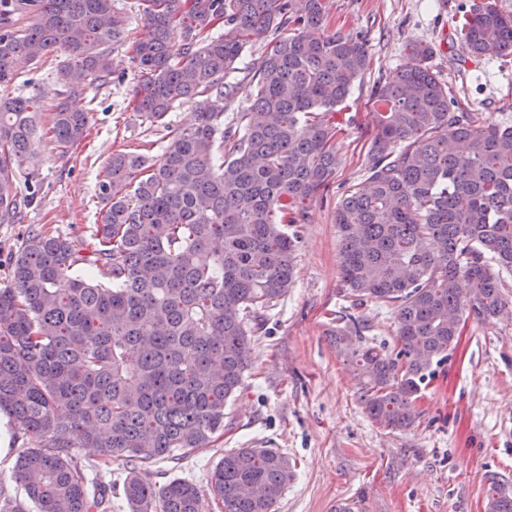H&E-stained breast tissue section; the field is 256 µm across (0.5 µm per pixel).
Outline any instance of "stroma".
Returning a JSON list of instances; mask_svg holds the SVG:
<instances>
[{"label":"stroma","mask_w":512,"mask_h":512,"mask_svg":"<svg viewBox=\"0 0 512 512\" xmlns=\"http://www.w3.org/2000/svg\"><path fill=\"white\" fill-rule=\"evenodd\" d=\"M473 0H329L332 21L342 32L364 31L368 64L337 119L336 176L323 187L300 225L294 282L285 297L259 317L251 335L245 383L228 406L224 433L180 463L149 466L147 478L162 486L182 478L206 488L212 467L238 448H272L295 470L274 512H487L491 481L512 482V274L503 275L507 307L500 317L465 323L463 334L435 374L421 386L418 418L407 429L374 422L360 400L367 372L336 347V316L346 312L366 325L369 344L394 349L397 332L391 307L354 304L339 260L336 210L348 190L366 178L375 135L370 104L377 83L393 79L418 42L434 49L432 64L465 112L488 120H512V54L486 61L468 54L455 25ZM127 16L125 42L112 47L110 83L88 87L85 137L67 151L40 141L37 200L19 223L0 224V286L29 231L89 238L103 220L98 184L112 154L147 151L159 156L168 138L135 112V83L128 45L144 39L140 0H116ZM65 59L58 49L21 64L3 96L33 98L41 125L63 85ZM14 422L0 424V486L25 499L13 477L20 448Z\"/></svg>","instance_id":"35a3bbf8"}]
</instances>
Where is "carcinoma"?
Wrapping results in <instances>:
<instances>
[{
	"mask_svg": "<svg viewBox=\"0 0 512 512\" xmlns=\"http://www.w3.org/2000/svg\"><path fill=\"white\" fill-rule=\"evenodd\" d=\"M147 38L132 45L134 110L164 123L193 102L195 122L171 127L158 159L112 155L91 240L29 233L10 285L0 288V412L31 447L14 477L36 512H112V484L95 481L77 448L126 460L130 512H205L199 488H158L142 470L180 460L224 431L243 387L250 322L293 283L294 224L308 221L335 176L337 107L368 61L362 35L331 25L328 0H143ZM28 13L33 21L15 29ZM115 0H0V85L19 61L64 47V101L52 129L80 141L85 91L112 76L111 47L126 33ZM178 27L182 43L174 46ZM457 39L477 58L512 53V14L492 0L463 13ZM267 51L244 69V49ZM428 44L408 47L394 79L375 87L365 184L336 211L340 267L351 296L390 306L397 351L367 344L357 322L336 344L367 364L360 399L374 421L410 426L415 401L457 343L456 324L506 308L512 273V124L455 112ZM243 73L250 104L224 124L228 81ZM35 105L0 99V221L34 200L16 179L38 175ZM98 269L104 281L73 273ZM294 477L272 448H239L212 470L224 512H270ZM488 512H512V486L491 478Z\"/></svg>",
	"mask_w": 512,
	"mask_h": 512,
	"instance_id": "cac0c4a2",
	"label": "carcinoma"
}]
</instances>
